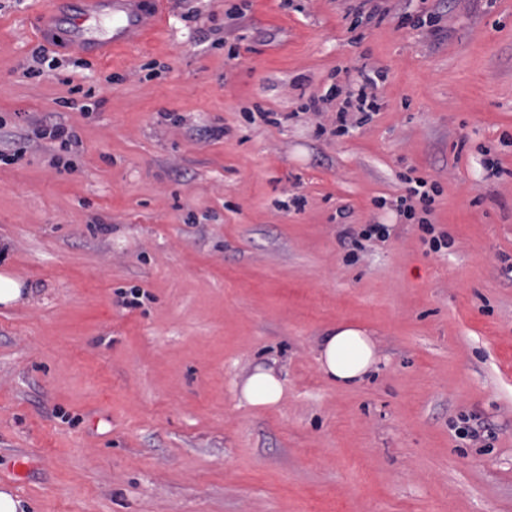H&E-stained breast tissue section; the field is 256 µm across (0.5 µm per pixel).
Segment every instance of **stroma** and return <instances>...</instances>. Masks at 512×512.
<instances>
[{"label":"stroma","instance_id":"stroma-1","mask_svg":"<svg viewBox=\"0 0 512 512\" xmlns=\"http://www.w3.org/2000/svg\"><path fill=\"white\" fill-rule=\"evenodd\" d=\"M377 2L168 0L97 63L0 0V134L32 141L0 162V273L38 295L0 306V486L27 512H512V0H411L435 35ZM364 66L379 108L336 135ZM412 172L450 248L397 221ZM342 323L380 358L353 388L316 360ZM259 364L275 406L237 396ZM35 137L38 141H44L55 149L67 151L80 143V138L73 127L62 122H55L50 125H42L35 130Z\"/></svg>","mask_w":512,"mask_h":512}]
</instances>
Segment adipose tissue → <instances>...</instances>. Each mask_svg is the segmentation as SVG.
<instances>
[{
	"label": "adipose tissue",
	"instance_id": "adipose-tissue-1",
	"mask_svg": "<svg viewBox=\"0 0 512 512\" xmlns=\"http://www.w3.org/2000/svg\"><path fill=\"white\" fill-rule=\"evenodd\" d=\"M318 367L323 377L339 388L360 385L376 371L375 343L365 330L340 324L328 331L317 351ZM284 392L275 368L256 366L242 382L239 398L254 407L277 405Z\"/></svg>",
	"mask_w": 512,
	"mask_h": 512
}]
</instances>
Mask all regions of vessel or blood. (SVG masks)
<instances>
[{
    "label": "vessel or blood",
    "instance_id": "1",
    "mask_svg": "<svg viewBox=\"0 0 512 512\" xmlns=\"http://www.w3.org/2000/svg\"><path fill=\"white\" fill-rule=\"evenodd\" d=\"M72 14L45 12L40 39L103 61L134 46L157 30L163 0H75Z\"/></svg>",
    "mask_w": 512,
    "mask_h": 512
}]
</instances>
